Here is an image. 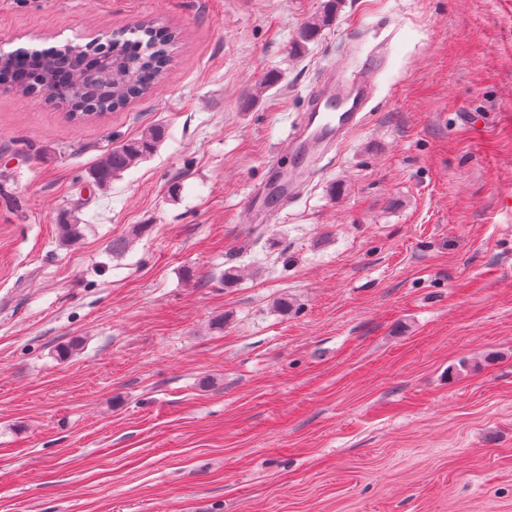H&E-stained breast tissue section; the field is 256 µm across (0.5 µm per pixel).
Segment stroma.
Masks as SVG:
<instances>
[{
	"label": "stroma",
	"instance_id": "stroma-1",
	"mask_svg": "<svg viewBox=\"0 0 512 512\" xmlns=\"http://www.w3.org/2000/svg\"><path fill=\"white\" fill-rule=\"evenodd\" d=\"M326 2L0 0L5 51L180 32L81 125L0 88V512H512V0H338L303 40ZM373 52L363 124L280 205L311 90ZM166 128L153 125L135 138L122 141L108 148L86 172L85 179L93 187L105 190L124 171L149 157L165 139ZM79 205L65 212L58 224L60 237L67 244L75 243L80 237L81 220L78 217Z\"/></svg>",
	"mask_w": 512,
	"mask_h": 512
}]
</instances>
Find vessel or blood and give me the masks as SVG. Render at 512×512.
Wrapping results in <instances>:
<instances>
[{
  "label": "vessel or blood",
  "instance_id": "1",
  "mask_svg": "<svg viewBox=\"0 0 512 512\" xmlns=\"http://www.w3.org/2000/svg\"><path fill=\"white\" fill-rule=\"evenodd\" d=\"M380 66L379 58L366 60L346 77L328 73L312 91L294 133L290 152L294 168H314V150L333 146L360 125L372 98L373 76Z\"/></svg>",
  "mask_w": 512,
  "mask_h": 512
}]
</instances>
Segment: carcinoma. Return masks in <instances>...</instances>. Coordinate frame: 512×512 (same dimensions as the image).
I'll return each instance as SVG.
<instances>
[{
    "label": "carcinoma",
    "mask_w": 512,
    "mask_h": 512,
    "mask_svg": "<svg viewBox=\"0 0 512 512\" xmlns=\"http://www.w3.org/2000/svg\"><path fill=\"white\" fill-rule=\"evenodd\" d=\"M333 4L312 18L303 38H313L333 19ZM179 44V32L148 20L115 32L105 45L66 42L44 50L0 54V84L26 98L66 106V119L82 122L127 106L154 89L165 77ZM166 128L153 125L135 138L108 148L86 172L93 187L105 190L124 171L149 157L165 139ZM79 208L58 224L67 244L80 237Z\"/></svg>",
    "instance_id": "cac0c4a2"
}]
</instances>
